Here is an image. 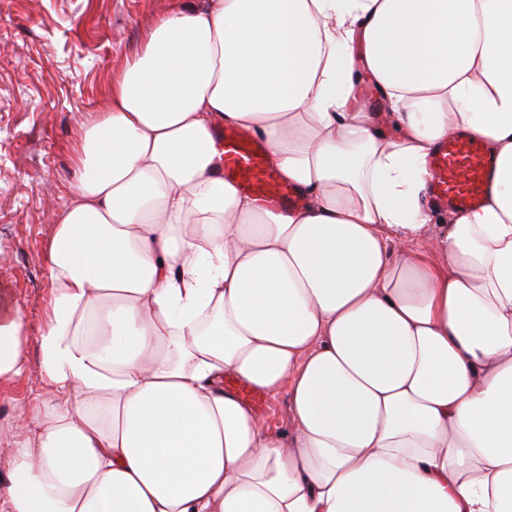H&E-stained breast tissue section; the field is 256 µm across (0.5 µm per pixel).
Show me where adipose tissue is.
I'll use <instances>...</instances> for the list:
<instances>
[{"label": "adipose tissue", "instance_id": "1", "mask_svg": "<svg viewBox=\"0 0 512 512\" xmlns=\"http://www.w3.org/2000/svg\"><path fill=\"white\" fill-rule=\"evenodd\" d=\"M107 98L0 512H512V0H193ZM225 125L301 207L224 180ZM457 132L495 176L435 224L427 160ZM27 328L0 309V378ZM244 388L288 395V434Z\"/></svg>", "mask_w": 512, "mask_h": 512}]
</instances>
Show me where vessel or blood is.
Here are the masks:
<instances>
[{"label":"vessel or blood","instance_id":"1","mask_svg":"<svg viewBox=\"0 0 512 512\" xmlns=\"http://www.w3.org/2000/svg\"><path fill=\"white\" fill-rule=\"evenodd\" d=\"M217 137L224 148L225 180L276 209L300 204L299 191L281 180L263 141L232 127L218 131ZM429 166L433 200L443 207L468 210L482 204L495 161L479 142L459 133L438 145Z\"/></svg>","mask_w":512,"mask_h":512}]
</instances>
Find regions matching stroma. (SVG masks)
I'll list each match as a JSON object with an SVG mask.
<instances>
[{
  "instance_id": "stroma-1",
  "label": "stroma",
  "mask_w": 512,
  "mask_h": 512,
  "mask_svg": "<svg viewBox=\"0 0 512 512\" xmlns=\"http://www.w3.org/2000/svg\"><path fill=\"white\" fill-rule=\"evenodd\" d=\"M190 0H0V306L26 314L24 371L0 380V483L18 419L45 389L37 328L45 249L68 202L80 127L104 109L113 77L148 26Z\"/></svg>"
}]
</instances>
